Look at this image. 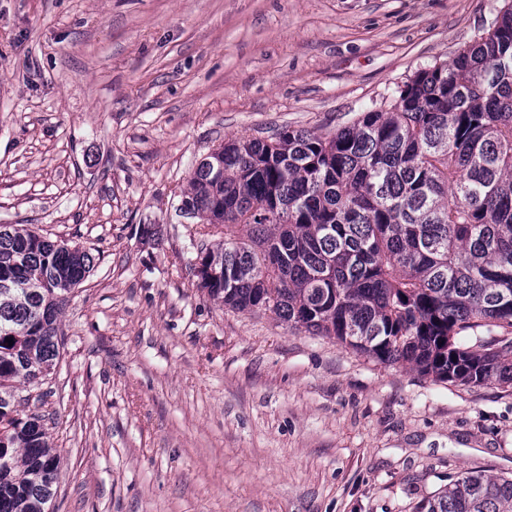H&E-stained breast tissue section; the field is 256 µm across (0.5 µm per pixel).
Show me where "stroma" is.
Wrapping results in <instances>:
<instances>
[{
    "mask_svg": "<svg viewBox=\"0 0 512 512\" xmlns=\"http://www.w3.org/2000/svg\"><path fill=\"white\" fill-rule=\"evenodd\" d=\"M511 1L0 0V224L95 258L44 385L51 512H414L512 477V387L224 307L179 212L225 140L389 108Z\"/></svg>",
    "mask_w": 512,
    "mask_h": 512,
    "instance_id": "35a3bbf8",
    "label": "stroma"
}]
</instances>
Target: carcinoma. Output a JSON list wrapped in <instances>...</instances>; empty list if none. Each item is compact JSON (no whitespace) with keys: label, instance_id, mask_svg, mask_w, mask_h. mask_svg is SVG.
<instances>
[{"label":"carcinoma","instance_id":"carcinoma-1","mask_svg":"<svg viewBox=\"0 0 512 512\" xmlns=\"http://www.w3.org/2000/svg\"><path fill=\"white\" fill-rule=\"evenodd\" d=\"M182 202L224 227L192 266L224 306L438 381L512 386V5L387 111L220 145ZM93 261L0 224V512H49L57 493L60 454L19 391L57 366L61 305ZM415 512H512V478L464 472Z\"/></svg>","mask_w":512,"mask_h":512}]
</instances>
